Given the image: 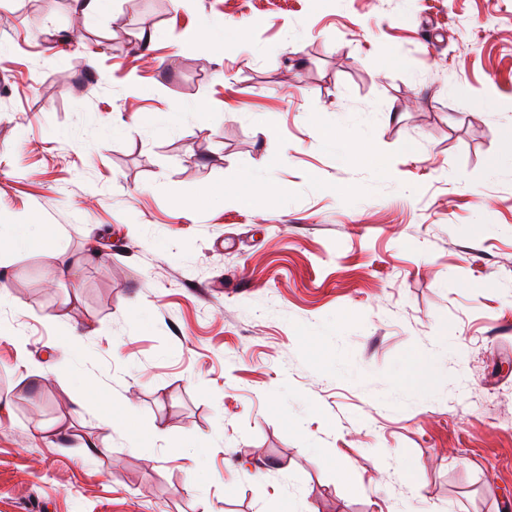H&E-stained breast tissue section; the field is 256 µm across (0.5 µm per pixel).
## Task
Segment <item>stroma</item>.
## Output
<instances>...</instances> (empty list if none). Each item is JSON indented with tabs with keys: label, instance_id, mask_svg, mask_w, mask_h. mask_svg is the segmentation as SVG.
I'll return each mask as SVG.
<instances>
[{
	"label": "stroma",
	"instance_id": "35a3bbf8",
	"mask_svg": "<svg viewBox=\"0 0 512 512\" xmlns=\"http://www.w3.org/2000/svg\"><path fill=\"white\" fill-rule=\"evenodd\" d=\"M511 158L512 0H0V512H512ZM40 224H19L6 240L0 236L1 249H12L14 251H27L33 248H44L48 246L54 237L61 234L62 230L57 225H45L50 229L51 235L40 232L36 227Z\"/></svg>",
	"mask_w": 512,
	"mask_h": 512
}]
</instances>
